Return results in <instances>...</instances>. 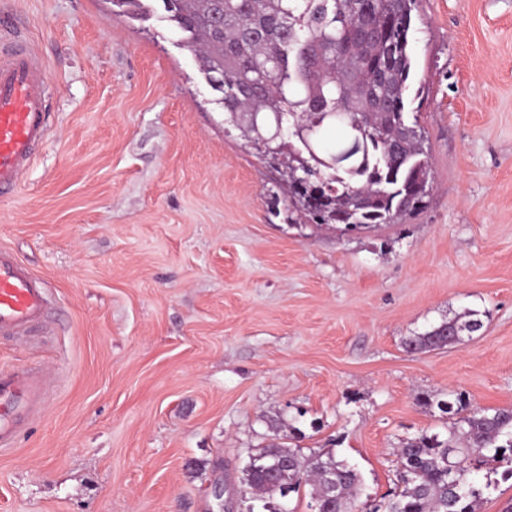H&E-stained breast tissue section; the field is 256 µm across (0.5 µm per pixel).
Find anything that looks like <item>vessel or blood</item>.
Here are the masks:
<instances>
[{"label": "vessel or blood", "instance_id": "vessel-or-blood-1", "mask_svg": "<svg viewBox=\"0 0 512 512\" xmlns=\"http://www.w3.org/2000/svg\"><path fill=\"white\" fill-rule=\"evenodd\" d=\"M47 69L33 52L0 56V198L13 195L50 130ZM50 299L44 282L0 247V335L22 336L45 320ZM48 395L38 370H0V447H12L16 429Z\"/></svg>", "mask_w": 512, "mask_h": 512}]
</instances>
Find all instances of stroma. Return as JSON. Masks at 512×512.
Masks as SVG:
<instances>
[{
	"label": "stroma",
	"mask_w": 512,
	"mask_h": 512,
	"mask_svg": "<svg viewBox=\"0 0 512 512\" xmlns=\"http://www.w3.org/2000/svg\"><path fill=\"white\" fill-rule=\"evenodd\" d=\"M47 65L49 136L0 200V247L44 279L51 316L0 336L1 368L54 396L0 449V512H246L241 468L272 441L359 471L356 512L401 485L403 440L446 433L420 404L512 409V0H420L407 112L434 189L398 224L292 221L279 169L227 123L162 0H0ZM467 309L484 327L404 341ZM479 512L512 479L471 470Z\"/></svg>",
	"instance_id": "obj_1"
}]
</instances>
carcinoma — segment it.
Returning a JSON list of instances; mask_svg holds the SVG:
<instances>
[{
  "mask_svg": "<svg viewBox=\"0 0 512 512\" xmlns=\"http://www.w3.org/2000/svg\"><path fill=\"white\" fill-rule=\"evenodd\" d=\"M169 21L196 55L207 82L224 73L217 103L247 144L285 170L293 210L319 225L396 224L427 197L424 129L406 126L412 71L410 31L417 0H162ZM367 112L366 125L354 113ZM312 128L311 148L295 123ZM466 312L406 341L411 351L449 346L480 332ZM404 486L383 512H476L483 489L466 462L505 461L512 478V410H473L449 435L420 434L399 448ZM288 466L274 482L266 467ZM250 499L282 512L276 496L309 487V504L345 512L362 491L357 470L334 455H304L283 442L253 454L243 471Z\"/></svg>",
  "mask_w": 512,
  "mask_h": 512,
  "instance_id": "cac0c4a2",
  "label": "carcinoma"
}]
</instances>
